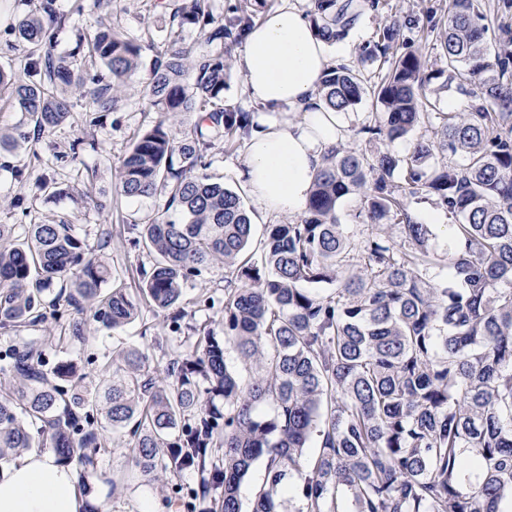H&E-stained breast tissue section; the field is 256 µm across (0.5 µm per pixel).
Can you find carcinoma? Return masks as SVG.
<instances>
[{
	"label": "carcinoma",
	"instance_id": "1",
	"mask_svg": "<svg viewBox=\"0 0 512 512\" xmlns=\"http://www.w3.org/2000/svg\"><path fill=\"white\" fill-rule=\"evenodd\" d=\"M103 6L93 35L75 29L68 53H54L69 24L56 0H38L12 28L28 79L0 68V97L35 130L68 121V88L88 111L113 112L120 88L141 77L143 44L127 35L114 0H94ZM352 8L353 0H314L318 35H344ZM485 19L481 0H449L440 36L447 84L481 77L484 102L465 115L427 112L422 55L391 56L373 89L380 111L361 129L388 148L329 150L301 222L265 225L255 251L241 196L207 173L214 140L205 133L235 143L254 130L252 113L224 106L231 46L253 17L240 6L217 14L211 0L174 5L166 49L145 77L159 118L120 157L117 190L162 196L178 220L156 212L136 224L133 245L150 268L135 294L121 283L102 288L112 270L75 225L0 224V328L41 326L49 338L81 342L89 323L122 327L145 303L167 314L189 350L171 352L157 376L144 352L112 351V386L101 398L60 385L74 367L46 368L37 339L0 350V459L49 448L64 465L80 462L89 490L110 429L126 433L144 483L195 473L187 497L212 502V512H242L241 487L259 461L265 476L251 512H501L512 501V54L490 59ZM187 27L216 51L197 53L182 37ZM399 38L396 25L385 26L377 51L388 55ZM321 90L337 111L365 93L359 72L344 65L324 75ZM191 111L197 122L173 129ZM425 118L441 124L439 141L419 139L405 156L389 149ZM437 151L461 161L428 175ZM356 192L360 213L373 226H399L409 250L379 233L360 243L344 235L337 206ZM420 195L462 219L455 235L466 246L448 253L446 283L430 282L439 262L430 225L408 211ZM218 263L229 272L221 337L184 301L188 281ZM320 283L330 289L312 288ZM61 301L79 318L56 333L47 322ZM471 461L482 468L474 483L464 477Z\"/></svg>",
	"mask_w": 512,
	"mask_h": 512
}]
</instances>
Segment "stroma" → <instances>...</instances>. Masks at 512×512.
<instances>
[{
    "label": "stroma",
    "mask_w": 512,
    "mask_h": 512,
    "mask_svg": "<svg viewBox=\"0 0 512 512\" xmlns=\"http://www.w3.org/2000/svg\"><path fill=\"white\" fill-rule=\"evenodd\" d=\"M153 0H120L124 9L123 25L130 36L154 43L163 48L169 30L168 11L156 9ZM355 23L340 39L341 60L354 66L363 75L367 88L360 102L342 112L344 144L356 149L376 151V144L368 143L360 128L369 120L375 109L371 93L386 72L381 58L372 54L378 33L392 21L401 25L400 49H414L426 60L425 70L431 73L432 87L437 88L433 101L441 112L473 111L483 99L479 83L463 87H445L446 60L440 47V34L447 18L448 0H354ZM22 0H0V68L23 77L25 51L6 45V31L17 16L26 13ZM123 106L117 112H103L91 117L84 103H77L68 122L58 128L34 133L33 125L22 113L13 110L0 100V130L5 132L22 128L29 132L27 142L18 149L0 154V224H25L30 217L42 220L64 219L86 234L90 244L100 245V257L112 269L116 281L133 286L138 279L137 270L148 259L134 248L135 222L145 212L163 210L161 197L128 200L116 191V166L118 159L131 143L135 132L155 120L144 97L141 81L131 82L122 91ZM77 138L95 139L100 151L86 150L77 159L53 161L55 152L64 150ZM209 174L216 181L236 191H243L240 173L246 160L245 143L229 144L216 140L210 156ZM20 166L25 170L23 180H15L11 169ZM53 181L63 188V196L44 192V182ZM104 201V210H97L85 198L87 189ZM23 198V208H15L16 198ZM164 317L143 309L140 321L115 330L91 325L85 340L70 344L55 340L46 341L43 348L48 364L72 362L78 376L89 381H99L107 356L112 351L136 346L148 355L151 369H163L166 358L164 345L177 342ZM130 466L129 450L124 437H112L101 456V469L106 478L95 481L92 499H106L110 512H191L177 497L179 485L195 483L193 475L173 478L161 485L147 486L131 480L119 489H112L110 477L125 473Z\"/></svg>",
    "instance_id": "1"
}]
</instances>
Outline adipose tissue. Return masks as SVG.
Segmentation results:
<instances>
[{
  "mask_svg": "<svg viewBox=\"0 0 512 512\" xmlns=\"http://www.w3.org/2000/svg\"><path fill=\"white\" fill-rule=\"evenodd\" d=\"M328 40L295 5L264 14L239 57L249 97L276 113L246 144L245 185L260 214L295 213L306 204L324 152L342 139L321 81L336 66ZM302 114L299 122L291 114ZM78 466L29 453L0 461V512H90Z\"/></svg>",
  "mask_w": 512,
  "mask_h": 512,
  "instance_id": "1",
  "label": "adipose tissue"
}]
</instances>
